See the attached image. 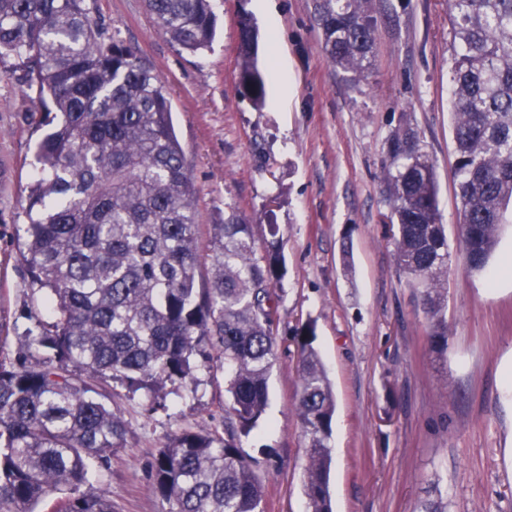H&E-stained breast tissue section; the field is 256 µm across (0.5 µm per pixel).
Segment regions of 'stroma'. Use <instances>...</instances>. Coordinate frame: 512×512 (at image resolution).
<instances>
[{"label":"stroma","instance_id":"1","mask_svg":"<svg viewBox=\"0 0 512 512\" xmlns=\"http://www.w3.org/2000/svg\"><path fill=\"white\" fill-rule=\"evenodd\" d=\"M105 36L133 47L166 82L185 167L196 189L201 240L225 213L251 223L257 242L277 225L287 274L277 290L276 358L268 406L240 445L256 463L265 512H308L306 437L296 415L295 331L313 322L335 397L330 440L332 512H512V227L503 226L484 272L459 251L460 200L452 166L453 54L448 0H371L372 66L353 83L320 50L313 0H212L217 33L190 53L156 25L144 0H86ZM260 33L266 96L253 106L238 81V26ZM43 109L22 63L0 58V351L23 346L42 296L16 249L28 222ZM409 120L438 179L451 257L448 351L429 349L418 289L400 271L384 216L386 141ZM224 362L167 383L162 397L121 390L112 406L129 424L125 447L97 469L113 512H168L150 476L166 439L223 428Z\"/></svg>","mask_w":512,"mask_h":512}]
</instances>
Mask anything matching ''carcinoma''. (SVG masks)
I'll return each mask as SVG.
<instances>
[{"mask_svg": "<svg viewBox=\"0 0 512 512\" xmlns=\"http://www.w3.org/2000/svg\"><path fill=\"white\" fill-rule=\"evenodd\" d=\"M158 28L182 49L215 35L210 0H145ZM370 0H316L325 58L361 78L377 19ZM454 52L451 112L461 249L485 269L512 223V0H449ZM258 32L239 23V83L265 96ZM21 60L49 114L36 146L29 223L17 240L31 286L53 321L26 340L28 362L0 357V512H113L90 483L109 465L128 424L112 409L114 384L154 392L224 357L230 402L224 433L180 431L158 450L155 492L169 512H264L265 487L240 448L269 400L276 356L275 288L286 275L277 227L256 244L237 213L197 239L196 195L175 134L165 81L137 52L106 38L86 0H0V58ZM388 223L399 267L421 289L431 350H448L445 283L450 252L433 163L403 120L387 139ZM209 261L211 278L197 286ZM315 328L297 330V413L308 437L303 488L309 512H332L329 440L335 399L315 350Z\"/></svg>", "mask_w": 512, "mask_h": 512, "instance_id": "cac0c4a2", "label": "carcinoma"}]
</instances>
